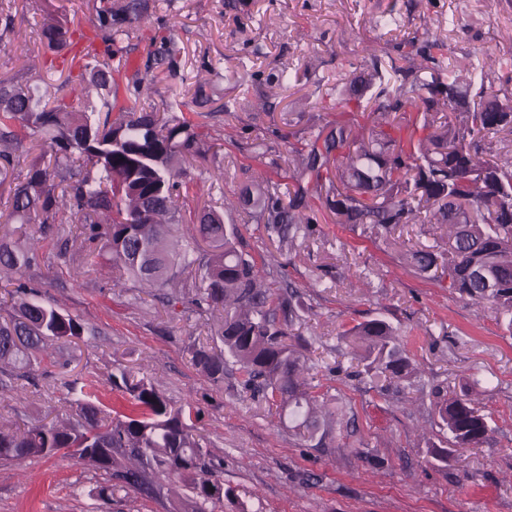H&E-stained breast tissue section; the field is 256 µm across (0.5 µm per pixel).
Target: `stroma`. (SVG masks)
Segmentation results:
<instances>
[{"mask_svg": "<svg viewBox=\"0 0 512 512\" xmlns=\"http://www.w3.org/2000/svg\"><path fill=\"white\" fill-rule=\"evenodd\" d=\"M106 0H0V75L26 82L42 73L49 92L78 78L87 64L75 40L43 67L40 39L50 18L90 32ZM146 19L129 24L112 46L122 102L160 112L181 96L199 124L206 155L189 168L186 211L240 193L257 174L292 187L288 134L339 120L337 78L363 66L362 45L406 65L432 43L447 69L443 81L477 92L479 71L512 74V0H148ZM169 48L176 76L149 52ZM148 67L147 95L132 75ZM306 238L280 241L251 209L225 212L241 247L266 275L263 288L294 285L301 308L294 333L306 340L309 382L319 416L332 432L324 446L296 436L261 399L240 385L236 364L213 384L191 361L190 348L212 343L224 321L199 312L192 296L170 283L145 293L139 284L113 287L115 271L84 248L79 225H27L39 237L38 264L22 278L42 299L77 317L78 345L49 339L40 365L0 367V427L74 412L83 385L99 406L131 409L112 384L121 369L143 371L171 402L193 403L195 432L208 440L233 495L214 512H512V333L490 304L477 305L448 287L438 272H421L408 249L448 253L444 224H407L392 231L336 223L329 204L315 207ZM382 318L417 367L400 387L366 371L341 338L345 329ZM468 387L489 417L481 447L433 456L446 445L434 410V386ZM107 475L60 455L0 463V512H174L184 483L149 497L116 490L92 497Z\"/></svg>", "mask_w": 512, "mask_h": 512, "instance_id": "35a3bbf8", "label": "stroma"}]
</instances>
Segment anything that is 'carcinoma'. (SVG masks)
Here are the masks:
<instances>
[{
    "mask_svg": "<svg viewBox=\"0 0 512 512\" xmlns=\"http://www.w3.org/2000/svg\"><path fill=\"white\" fill-rule=\"evenodd\" d=\"M147 9V0H111L97 13L94 36L104 45V59L95 53V65L85 66L89 78L83 79L80 110L42 90L40 75L24 85L0 77V142H19L30 131L43 139L21 181L13 177L12 156L0 153V196L7 195L8 203L7 211H0V266L19 274L39 260L37 239L21 245L10 225L70 221L80 225L88 250L111 264L121 280L153 289L189 273L195 307L224 311L223 348L193 346L194 365L219 385L233 360L246 391L275 403L298 433L321 444L330 429L311 411L307 358L300 336L290 332L298 318L297 291L261 288L258 264L237 248V229L226 228L216 207L185 219L179 199L189 185L180 178L201 155L198 125L172 114L185 103L169 102L171 115L165 116L118 102L112 43ZM72 35L60 22L41 28V42L51 52L68 46ZM364 52L371 69L336 93V111L376 113L377 125L366 129L349 119L311 126L289 144L297 164L288 199L267 180L248 190L258 222L281 239L307 236L315 201L334 196L338 224L383 229L446 224L448 261L441 264L436 253L420 249L411 252L413 265L421 271L439 267L461 297L492 301L511 313L512 159L487 154L486 142L512 136V76L483 74L470 99L454 84L443 85V62L425 49L420 60L410 59L407 67L392 63L388 70L375 47ZM444 93L448 104L441 107L438 96ZM412 112L422 113L423 122L409 117ZM403 124L413 128L406 143L382 130ZM187 222L192 243L180 248L172 230ZM476 267L487 268L498 288H486ZM11 285L14 313L0 322V363L27 370L45 339L68 344L82 339L84 326L76 318L31 300L34 289L21 279ZM342 337L362 353L367 369L391 385L415 372L384 319L359 322ZM113 384L129 395L130 413L113 416L87 400L73 416L0 428V461L61 451L87 460L109 475V483L93 490L101 499L112 498L118 486L148 495L156 477L177 479L192 489L179 512H209V506L230 496L207 459L204 438L187 424L192 403L173 404L132 370L113 376ZM434 394L448 444L480 447L490 427L469 391L448 395L437 385Z\"/></svg>",
    "mask_w": 512,
    "mask_h": 512,
    "instance_id": "obj_1",
    "label": "carcinoma"
}]
</instances>
